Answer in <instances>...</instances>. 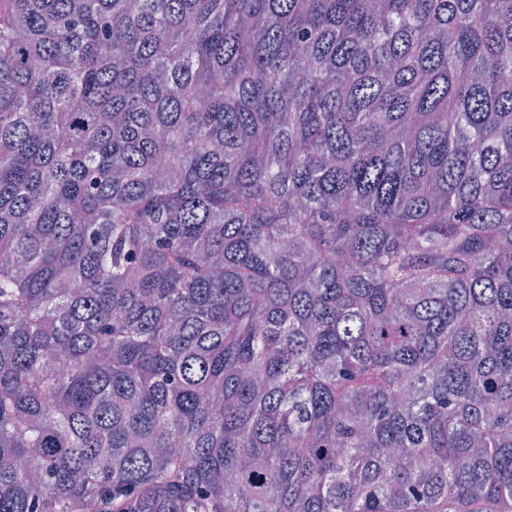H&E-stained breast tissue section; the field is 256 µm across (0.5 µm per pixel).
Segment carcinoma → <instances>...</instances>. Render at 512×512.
Returning <instances> with one entry per match:
<instances>
[{"instance_id":"obj_1","label":"carcinoma","mask_w":512,"mask_h":512,"mask_svg":"<svg viewBox=\"0 0 512 512\" xmlns=\"http://www.w3.org/2000/svg\"><path fill=\"white\" fill-rule=\"evenodd\" d=\"M512 512V0H0V512Z\"/></svg>"}]
</instances>
